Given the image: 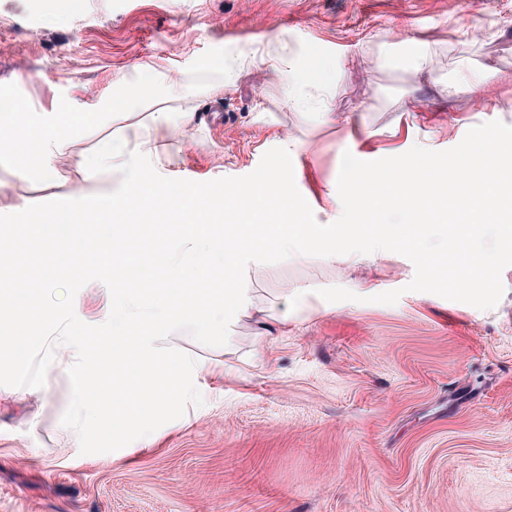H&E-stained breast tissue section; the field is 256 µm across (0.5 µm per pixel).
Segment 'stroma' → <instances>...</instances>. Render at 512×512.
I'll list each match as a JSON object with an SVG mask.
<instances>
[{
  "mask_svg": "<svg viewBox=\"0 0 512 512\" xmlns=\"http://www.w3.org/2000/svg\"><path fill=\"white\" fill-rule=\"evenodd\" d=\"M432 56L418 72L406 59ZM483 70L491 96L447 98ZM157 74L166 98L72 138V155L154 112H190L162 176H244L289 138L295 183L322 224L344 152L364 161L447 150L474 126L512 125V0H0V84L37 112L94 110ZM99 188L71 158L52 180L0 167V214ZM395 252L362 265L316 258L248 270L255 308L308 290L284 336L241 319L221 347L176 332L205 366L202 405L126 457L83 455L60 424L66 366L41 389L0 386V512H512V266L491 309L406 286ZM341 286L355 302L330 303ZM392 305L373 302L391 290Z\"/></svg>",
  "mask_w": 512,
  "mask_h": 512,
  "instance_id": "obj_1",
  "label": "stroma"
}]
</instances>
